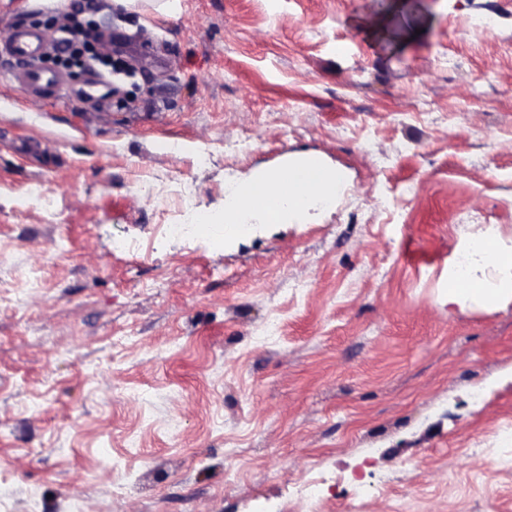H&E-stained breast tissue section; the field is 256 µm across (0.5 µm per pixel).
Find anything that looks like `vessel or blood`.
<instances>
[{
	"label": "vessel or blood",
	"mask_w": 512,
	"mask_h": 512,
	"mask_svg": "<svg viewBox=\"0 0 512 512\" xmlns=\"http://www.w3.org/2000/svg\"><path fill=\"white\" fill-rule=\"evenodd\" d=\"M45 45L46 41L40 33L19 26L15 28L12 40L0 47V55L18 63L14 80L29 90L54 97L61 95L65 89L62 80L56 73L42 70L35 64Z\"/></svg>",
	"instance_id": "b4317fda"
}]
</instances>
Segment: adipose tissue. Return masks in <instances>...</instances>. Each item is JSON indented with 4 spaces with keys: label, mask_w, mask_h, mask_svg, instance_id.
<instances>
[{
    "label": "adipose tissue",
    "mask_w": 512,
    "mask_h": 512,
    "mask_svg": "<svg viewBox=\"0 0 512 512\" xmlns=\"http://www.w3.org/2000/svg\"><path fill=\"white\" fill-rule=\"evenodd\" d=\"M340 178L313 159L253 180L246 188L234 191L239 217L224 226L227 238H234L240 223L253 215L267 223L279 222L284 211L301 212L330 198ZM464 270L455 272L448 282L445 300L449 305L469 301L477 305L512 301V250L499 247L496 237H483L463 251Z\"/></svg>",
    "instance_id": "adipose-tissue-1"
}]
</instances>
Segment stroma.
Returning a JSON list of instances; mask_svg holds the SVG:
<instances>
[{"instance_id": "35a3bbf8", "label": "stroma", "mask_w": 512, "mask_h": 512, "mask_svg": "<svg viewBox=\"0 0 512 512\" xmlns=\"http://www.w3.org/2000/svg\"><path fill=\"white\" fill-rule=\"evenodd\" d=\"M7 2L0 43L65 39ZM170 2L99 0L100 103L0 56V512H309L318 472L320 512H512V302L442 299L486 227L512 248V0ZM307 155L333 206L162 233L169 172L220 211ZM46 46L45 38L28 27L19 26L14 30L13 39L0 47V54L21 65L13 74L14 80L31 91L54 97L60 96L65 86L60 77L54 73L40 69L35 60Z\"/></svg>"}]
</instances>
